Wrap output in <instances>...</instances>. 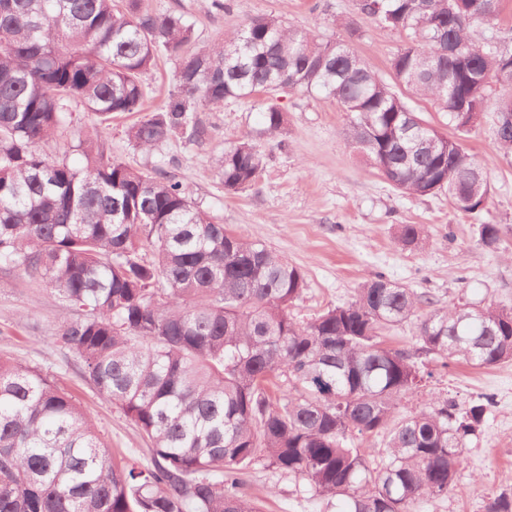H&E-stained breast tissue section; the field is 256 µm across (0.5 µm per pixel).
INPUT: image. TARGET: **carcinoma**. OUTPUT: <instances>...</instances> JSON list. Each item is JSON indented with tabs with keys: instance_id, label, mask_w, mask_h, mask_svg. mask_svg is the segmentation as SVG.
Masks as SVG:
<instances>
[{
	"instance_id": "obj_1",
	"label": "carcinoma",
	"mask_w": 512,
	"mask_h": 512,
	"mask_svg": "<svg viewBox=\"0 0 512 512\" xmlns=\"http://www.w3.org/2000/svg\"><path fill=\"white\" fill-rule=\"evenodd\" d=\"M502 0H373L366 18L407 33L383 80L343 41L274 15L196 45L181 11L141 0H0V272L43 284L69 313L57 341L81 361L101 398L149 440L152 465L118 462L73 397L39 369L0 359V512H261L244 490L258 463L302 482L336 512H426L448 496L489 400L433 399L400 419L421 392L425 359L448 368L512 362V307L439 306L378 273L344 305L307 321L290 308L303 272L204 210L161 167L112 157V119L150 152L172 138L204 142L199 109L264 97L265 133L282 131L288 91H319L346 114L342 133L402 194L448 196L464 214L491 195L478 161L419 117L404 86L469 133L494 101L499 145L512 151V69L498 40L472 30ZM177 62L165 103L145 112L143 76ZM499 85L492 96L493 85ZM97 117L56 154L73 107ZM268 154L251 138L224 148V192L254 186ZM479 243L495 250L497 224ZM406 247L425 243L403 226ZM414 326L415 344L382 332ZM383 437L377 443V437ZM485 512H512V488Z\"/></svg>"
}]
</instances>
